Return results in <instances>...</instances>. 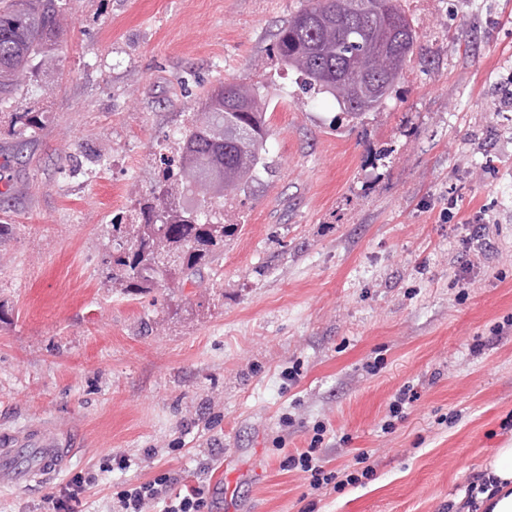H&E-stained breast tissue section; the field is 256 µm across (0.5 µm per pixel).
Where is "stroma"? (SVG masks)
<instances>
[{"mask_svg": "<svg viewBox=\"0 0 512 512\" xmlns=\"http://www.w3.org/2000/svg\"><path fill=\"white\" fill-rule=\"evenodd\" d=\"M305 2L67 0L63 53L19 77L10 109L39 124L0 121V431L82 445L0 512H46L87 473L76 512H113L162 470L301 512L309 482L280 463L316 436L326 469L371 472L318 512H455L512 444V0H400L414 56L355 124L276 54ZM221 80L266 97L275 171L227 200L201 284L137 294L112 280V222Z\"/></svg>", "mask_w": 512, "mask_h": 512, "instance_id": "1", "label": "stroma"}]
</instances>
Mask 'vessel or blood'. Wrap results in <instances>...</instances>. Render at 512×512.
I'll return each mask as SVG.
<instances>
[{
  "label": "vessel or blood",
  "instance_id": "obj_1",
  "mask_svg": "<svg viewBox=\"0 0 512 512\" xmlns=\"http://www.w3.org/2000/svg\"><path fill=\"white\" fill-rule=\"evenodd\" d=\"M76 446L71 435L49 425L0 433V488L27 489L56 478Z\"/></svg>",
  "mask_w": 512,
  "mask_h": 512
}]
</instances>
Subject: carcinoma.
Listing matches in <instances>:
<instances>
[{
    "mask_svg": "<svg viewBox=\"0 0 512 512\" xmlns=\"http://www.w3.org/2000/svg\"><path fill=\"white\" fill-rule=\"evenodd\" d=\"M382 28L363 21L355 0H308L275 34L283 64L297 70L316 94L335 97L349 121L361 119L390 98L411 62L417 31L400 0H367ZM63 0H0V106L17 90V77L34 60L63 52ZM258 90L219 82L195 103L198 119L173 132L180 171L191 181H170L172 159L139 205L138 223L114 224L112 279L149 293L168 281L198 284L201 270L224 255V203L202 198L204 211L189 218L182 197L190 187L224 193L252 190L269 172V130Z\"/></svg>",
    "mask_w": 512,
    "mask_h": 512,
    "instance_id": "carcinoma-1",
    "label": "carcinoma"
}]
</instances>
